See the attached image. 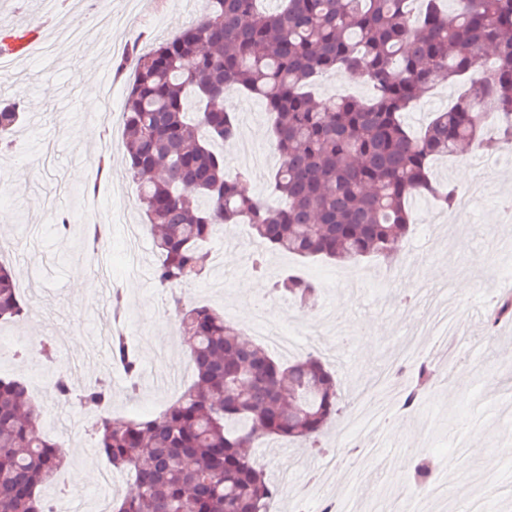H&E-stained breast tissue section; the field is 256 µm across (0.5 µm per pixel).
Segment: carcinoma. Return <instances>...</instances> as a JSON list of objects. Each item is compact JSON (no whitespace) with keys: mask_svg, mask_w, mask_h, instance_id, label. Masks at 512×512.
<instances>
[{"mask_svg":"<svg viewBox=\"0 0 512 512\" xmlns=\"http://www.w3.org/2000/svg\"><path fill=\"white\" fill-rule=\"evenodd\" d=\"M207 0L204 15L152 51L135 54L122 113L128 171L154 236L162 288L207 277L203 244L225 224H247L270 251L302 259L393 261L392 244L411 226L410 199L427 193L442 207L456 191L431 179V162L466 146L512 145V0ZM494 67L481 81L482 58ZM365 80L372 97L315 100L318 74ZM464 84L448 111L416 137L402 117L436 81ZM248 93L265 101L280 165L272 176L279 203L247 197L217 145L238 134L235 115L216 100ZM25 121L19 101H0V154ZM84 241L106 243L103 224ZM272 291L303 308L320 287L294 274ZM196 381L156 416L103 415L92 426L99 450L131 487L112 512H270L279 489L252 450L264 437L315 445L338 412L334 375L309 354L283 363L248 342L208 305L172 299ZM27 306L10 270L0 265V324ZM112 364L137 392L140 358L121 333ZM402 407L420 405L430 375ZM55 398L99 412L112 401L107 383L74 388L60 374ZM42 408L18 380L0 378V512H47L41 489L66 453L40 434Z\"/></svg>","mask_w":512,"mask_h":512,"instance_id":"carcinoma-1","label":"carcinoma"}]
</instances>
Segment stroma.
Segmentation results:
<instances>
[{
  "mask_svg": "<svg viewBox=\"0 0 512 512\" xmlns=\"http://www.w3.org/2000/svg\"><path fill=\"white\" fill-rule=\"evenodd\" d=\"M204 8V0H138L129 23L109 32L90 24L83 38L57 43L53 68H46L37 51L14 64L8 78L0 81V97L20 98L27 113L26 123L15 133L13 152L0 156V181L6 187L0 196V262L17 271L21 296L39 310L38 318L0 325L1 334L14 336L26 348L25 354L0 361L1 377L30 380L33 365L40 360L35 345L49 338L56 347L55 367L66 369L80 386L106 381L112 390L111 415L133 416L127 378L98 344L102 332L120 328L140 350L137 400L143 405L142 415L158 414L177 398L176 392L158 389L154 383L157 353L165 354L168 370L179 372V390L193 384L194 372L181 370L189 354L172 329L176 316L171 292L159 287L153 276L159 256L149 230H142L135 253L126 249L129 225L144 221L123 151L122 112L134 71L113 74L111 85L104 88L96 76L131 51L143 52L172 38ZM459 92L458 86L438 84L405 113L408 129L424 130ZM224 106L235 112L241 138L262 155L261 160L245 161L237 149L225 146L227 167L246 171L252 196L269 197L278 161L263 157L271 149L265 106L259 97L244 94L226 99ZM103 154L110 164L102 173L98 158ZM496 158V153L475 146L466 155L433 161L434 177L457 191L482 178L484 200L463 225L432 197L412 200L414 226L399 240L397 256L416 259L413 277L421 279V286L410 287L413 277L401 276L359 291L348 287L345 277L356 269L376 273L385 269V261L369 259L355 268L302 262L268 252L256 238L239 241L219 234L207 244L215 253L207 278L176 291L186 305H208L223 312L225 320L248 337L253 334L252 320L242 311L252 308L258 294L269 295L274 316L294 336L299 354L308 353L311 340L320 341L319 354L341 384L340 406L375 401L391 407L393 424L377 432L386 473L366 480L363 494L380 499L389 487L404 492L405 473L392 462L411 447L448 472L446 500L433 512H465L478 491L490 498L493 512H512V454L506 452L512 447V321L493 329L486 323L490 297L511 289L512 277L478 262L482 254L512 244V221L504 220L496 206L501 196L512 195V163L500 165ZM61 212L71 219L65 234L56 229ZM102 220L108 223L106 245L101 253L89 252L82 243L84 227ZM257 253L266 260L261 275L252 271ZM288 271L320 285L312 308L302 310L290 299L272 295L273 281ZM459 280L468 281L466 291H455ZM435 286L453 289L462 323L485 337L486 344L482 354L463 348L437 364L423 404L408 412L397 406L406 380L389 377L388 371L402 365L396 355L399 343L415 335L425 315L416 297ZM117 293L124 307L119 316L112 307ZM35 399L43 408L42 433L69 453L45 495L59 497L71 512H95L104 494L100 475L108 465L91 433L80 428L82 410L58 403L49 392L36 394ZM255 458L281 489L275 512H292L298 506L313 512L308 481L322 469L321 450L265 438ZM322 494L338 512H357L358 494L341 479L327 481Z\"/></svg>",
  "mask_w": 512,
  "mask_h": 512,
  "instance_id": "1",
  "label": "stroma"
}]
</instances>
